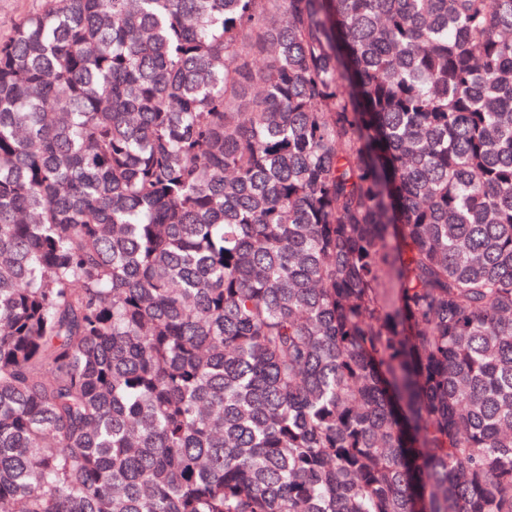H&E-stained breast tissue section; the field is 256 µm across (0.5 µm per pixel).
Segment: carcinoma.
Returning a JSON list of instances; mask_svg holds the SVG:
<instances>
[{
    "instance_id": "obj_1",
    "label": "carcinoma",
    "mask_w": 512,
    "mask_h": 512,
    "mask_svg": "<svg viewBox=\"0 0 512 512\" xmlns=\"http://www.w3.org/2000/svg\"><path fill=\"white\" fill-rule=\"evenodd\" d=\"M0 512H512V0L18 22Z\"/></svg>"
}]
</instances>
